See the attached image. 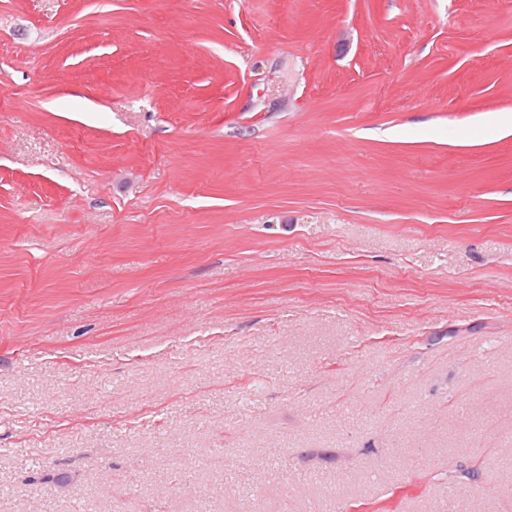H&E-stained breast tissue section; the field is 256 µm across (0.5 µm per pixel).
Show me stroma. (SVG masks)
<instances>
[{
    "mask_svg": "<svg viewBox=\"0 0 512 512\" xmlns=\"http://www.w3.org/2000/svg\"><path fill=\"white\" fill-rule=\"evenodd\" d=\"M512 0H0V512H512Z\"/></svg>",
    "mask_w": 512,
    "mask_h": 512,
    "instance_id": "stroma-1",
    "label": "stroma"
}]
</instances>
